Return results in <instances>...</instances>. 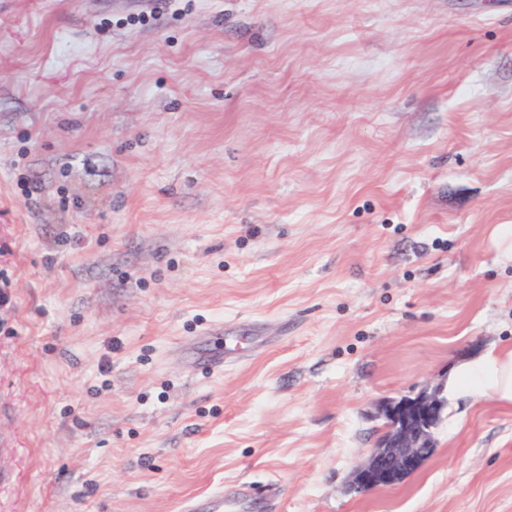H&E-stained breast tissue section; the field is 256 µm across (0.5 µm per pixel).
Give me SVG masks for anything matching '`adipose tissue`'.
<instances>
[{
	"label": "adipose tissue",
	"instance_id": "1",
	"mask_svg": "<svg viewBox=\"0 0 512 512\" xmlns=\"http://www.w3.org/2000/svg\"><path fill=\"white\" fill-rule=\"evenodd\" d=\"M449 397L488 399L512 408V344L495 345L461 360L449 373Z\"/></svg>",
	"mask_w": 512,
	"mask_h": 512
}]
</instances>
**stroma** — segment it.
Here are the masks:
<instances>
[{
  "instance_id": "stroma-1",
  "label": "stroma",
  "mask_w": 512,
  "mask_h": 512,
  "mask_svg": "<svg viewBox=\"0 0 512 512\" xmlns=\"http://www.w3.org/2000/svg\"><path fill=\"white\" fill-rule=\"evenodd\" d=\"M507 226L512 0H0V512H512L488 400L350 487L512 343ZM239 344V337L233 335V331H224V336H216L213 348L210 352L200 354L195 364L206 370L221 368L231 361ZM446 404L440 388L385 402L381 408L385 431L354 471L355 488L393 486L417 471L435 448L434 431ZM240 504L234 500L224 497V493H213L204 499L190 504L189 512H237Z\"/></svg>"
}]
</instances>
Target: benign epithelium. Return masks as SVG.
I'll return each mask as SVG.
<instances>
[{"label": "benign epithelium", "instance_id": "7a95c632", "mask_svg": "<svg viewBox=\"0 0 512 512\" xmlns=\"http://www.w3.org/2000/svg\"><path fill=\"white\" fill-rule=\"evenodd\" d=\"M447 399L438 388L384 403L385 431L354 471L356 489L396 485L417 471L435 448L434 431Z\"/></svg>", "mask_w": 512, "mask_h": 512}]
</instances>
